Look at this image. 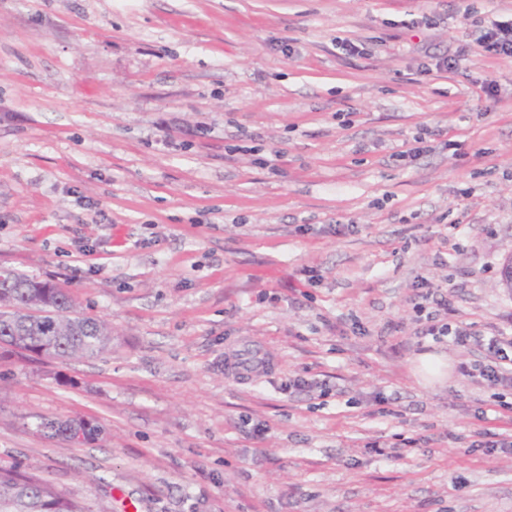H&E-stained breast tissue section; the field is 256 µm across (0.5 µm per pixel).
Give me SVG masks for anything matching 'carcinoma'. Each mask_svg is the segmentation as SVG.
<instances>
[{
	"label": "carcinoma",
	"instance_id": "carcinoma-1",
	"mask_svg": "<svg viewBox=\"0 0 512 512\" xmlns=\"http://www.w3.org/2000/svg\"><path fill=\"white\" fill-rule=\"evenodd\" d=\"M112 328L76 309L73 298L56 285L12 269L0 274V344L50 358H97L110 349ZM77 426L84 441L99 427L84 420H44L40 427L68 436ZM0 512H91L45 483L33 472L0 468Z\"/></svg>",
	"mask_w": 512,
	"mask_h": 512
}]
</instances>
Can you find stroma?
Wrapping results in <instances>:
<instances>
[{"instance_id": "stroma-1", "label": "stroma", "mask_w": 512, "mask_h": 512, "mask_svg": "<svg viewBox=\"0 0 512 512\" xmlns=\"http://www.w3.org/2000/svg\"><path fill=\"white\" fill-rule=\"evenodd\" d=\"M494 21L512 0H0V268L112 325L97 359L0 345V466L93 512H512V454L472 447L512 389L416 311L512 329ZM246 344L270 370L226 377ZM78 417L97 439L38 427Z\"/></svg>"}]
</instances>
